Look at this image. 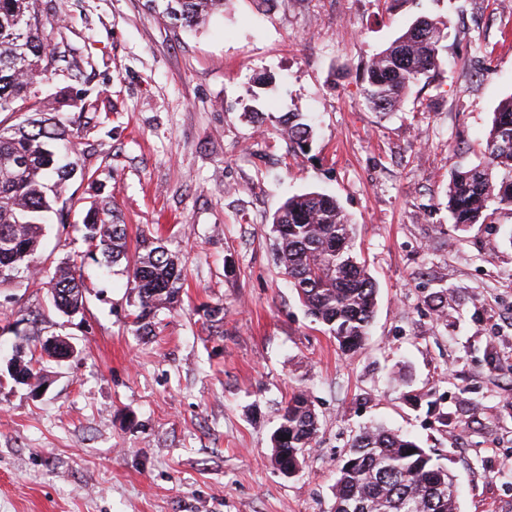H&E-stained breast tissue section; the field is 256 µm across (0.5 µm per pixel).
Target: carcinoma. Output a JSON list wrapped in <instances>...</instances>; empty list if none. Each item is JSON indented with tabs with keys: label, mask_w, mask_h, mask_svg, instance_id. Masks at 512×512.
I'll list each match as a JSON object with an SVG mask.
<instances>
[{
	"label": "carcinoma",
	"mask_w": 512,
	"mask_h": 512,
	"mask_svg": "<svg viewBox=\"0 0 512 512\" xmlns=\"http://www.w3.org/2000/svg\"><path fill=\"white\" fill-rule=\"evenodd\" d=\"M41 0H0V284L39 271L42 239L55 208L75 177L76 144L71 119L59 115L36 91L45 73L66 55L48 45ZM224 10V0H162V12L194 29ZM444 29L431 17L412 21L387 47L364 64L363 93L379 112H392L409 89L443 64ZM280 131L304 152L313 136L311 121L298 114L279 118ZM486 161L457 168L448 181L453 223L463 229L484 224L502 209L512 210V95L501 100L485 142ZM273 257L300 304L321 331L347 355L364 348L377 304L378 287L352 251L355 224L336 198L312 191L288 197L273 214ZM83 238L88 253L105 265L126 262L130 288L138 299L135 332L152 333L159 311L176 308L183 288L177 258L151 229L141 230L135 248L127 225L114 211L90 202ZM76 253L47 282L52 307L62 317L83 313L81 269ZM45 379L32 360L19 356L13 380ZM319 418L307 395L296 392L281 408L270 437L271 462L283 476L305 462L319 433ZM333 512H457L453 476L433 453L410 436L373 426L357 433L337 471Z\"/></svg>",
	"instance_id": "cac0c4a2"
}]
</instances>
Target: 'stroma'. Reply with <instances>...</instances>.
<instances>
[{"label":"stroma","instance_id":"stroma-1","mask_svg":"<svg viewBox=\"0 0 512 512\" xmlns=\"http://www.w3.org/2000/svg\"><path fill=\"white\" fill-rule=\"evenodd\" d=\"M422 14L445 24V64L376 111L356 72ZM42 23L66 60L38 94L70 100L87 173L70 194L112 202L129 235L157 230L186 281L138 336L125 266L89 260L66 321L45 280L86 248L75 207L43 271L0 285V512H332L336 464L373 424L448 467L459 512H512V211L460 232L445 200L512 95V0H225L196 31L150 0H44ZM289 112L316 120L306 153L280 134ZM307 191L336 197L377 282L350 356L272 260L273 214ZM52 336L76 354L45 363L35 397L4 366ZM297 391L320 431L287 478L270 436Z\"/></svg>","mask_w":512,"mask_h":512}]
</instances>
